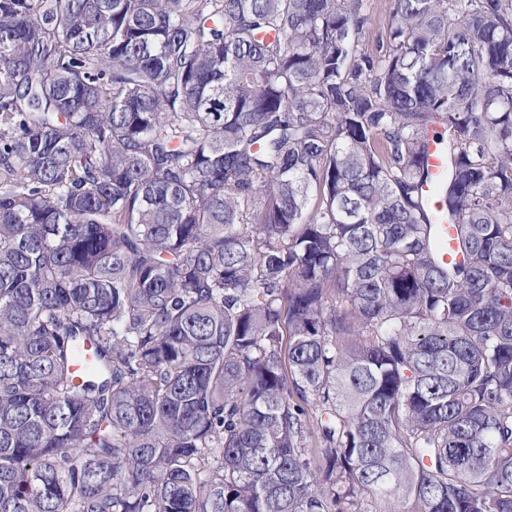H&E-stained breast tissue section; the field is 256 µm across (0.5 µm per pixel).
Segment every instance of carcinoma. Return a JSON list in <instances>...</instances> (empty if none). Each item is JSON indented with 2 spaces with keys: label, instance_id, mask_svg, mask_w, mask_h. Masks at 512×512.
I'll return each instance as SVG.
<instances>
[{
  "label": "carcinoma",
  "instance_id": "1",
  "mask_svg": "<svg viewBox=\"0 0 512 512\" xmlns=\"http://www.w3.org/2000/svg\"><path fill=\"white\" fill-rule=\"evenodd\" d=\"M368 2L0 0V512H512V0ZM428 139L423 161L432 179L422 187L423 199L425 207L431 213V224H437L438 236L446 244L441 258L447 264L452 259L451 250L455 249V243L449 242L448 251V224L451 222L448 221V213L443 209L437 186L441 179L448 176V147L443 144V141L433 138L432 133L429 134Z\"/></svg>",
  "mask_w": 512,
  "mask_h": 512
}]
</instances>
